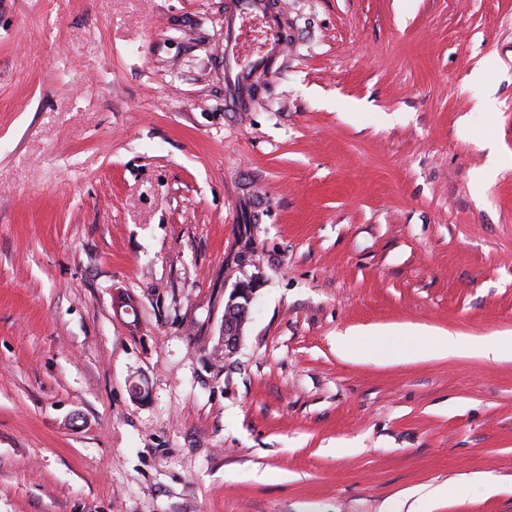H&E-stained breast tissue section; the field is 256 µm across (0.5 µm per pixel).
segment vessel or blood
<instances>
[{
    "mask_svg": "<svg viewBox=\"0 0 512 512\" xmlns=\"http://www.w3.org/2000/svg\"><path fill=\"white\" fill-rule=\"evenodd\" d=\"M265 21L264 41L259 51L245 50V22ZM287 39L278 17L267 15L265 0H228L224 9V96L232 112L251 111V90L257 72L283 57Z\"/></svg>",
    "mask_w": 512,
    "mask_h": 512,
    "instance_id": "vessel-or-blood-1",
    "label": "vessel or blood"
}]
</instances>
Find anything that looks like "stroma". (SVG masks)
Returning a JSON list of instances; mask_svg holds the SVG:
<instances>
[{
    "label": "stroma",
    "instance_id": "1",
    "mask_svg": "<svg viewBox=\"0 0 512 512\" xmlns=\"http://www.w3.org/2000/svg\"><path fill=\"white\" fill-rule=\"evenodd\" d=\"M226 2L0 0V512H512V346L347 340L512 336V0H268L249 112ZM265 20L261 49L246 54L245 22ZM288 40L276 16H267L264 0H231L224 9V96L231 112L252 110L254 76L284 56ZM242 298L246 303H244L242 300L240 301ZM253 299L254 292H251L249 288H243V286L239 283H237L232 289L229 299L225 305L227 314L224 315V323L221 332V336H223L224 339L225 356L233 354L237 348L238 341L242 335V329L247 321L246 319L248 317ZM238 306L242 310L239 313H235L234 310ZM229 311H231V314ZM232 312L234 315H232ZM362 352L373 356L381 363H393L420 353H428V349L406 343L402 336L394 332H376L368 336H350ZM505 337L506 336L490 338L464 345L458 336H454L451 333H448L446 336L439 337V348L440 351L444 353H448V351H460L463 349H468L484 356L487 359L496 360L502 352L503 344L509 340H512L511 336L508 338Z\"/></svg>",
    "mask_w": 512,
    "mask_h": 512
}]
</instances>
